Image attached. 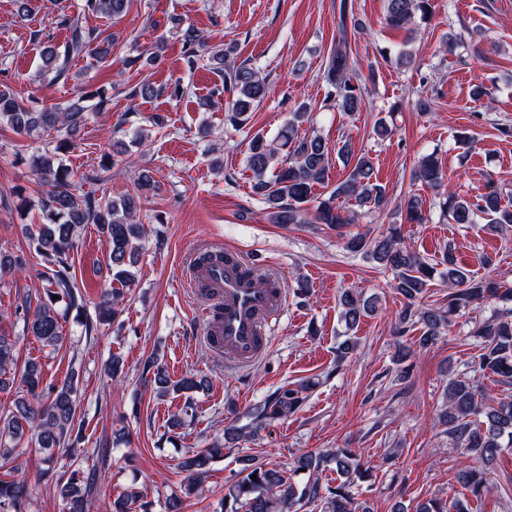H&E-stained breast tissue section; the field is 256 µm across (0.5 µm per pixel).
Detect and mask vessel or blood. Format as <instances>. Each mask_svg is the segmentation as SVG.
<instances>
[{
	"mask_svg": "<svg viewBox=\"0 0 512 512\" xmlns=\"http://www.w3.org/2000/svg\"><path fill=\"white\" fill-rule=\"evenodd\" d=\"M249 267L240 254L209 247L195 252L189 271L190 286L204 303L200 339L237 368L251 365L268 348L271 324L287 302L281 277L259 281Z\"/></svg>",
	"mask_w": 512,
	"mask_h": 512,
	"instance_id": "vessel-or-blood-1",
	"label": "vessel or blood"
}]
</instances>
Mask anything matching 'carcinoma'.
I'll return each mask as SVG.
<instances>
[{
  "instance_id": "obj_1",
  "label": "carcinoma",
  "mask_w": 512,
  "mask_h": 512,
  "mask_svg": "<svg viewBox=\"0 0 512 512\" xmlns=\"http://www.w3.org/2000/svg\"><path fill=\"white\" fill-rule=\"evenodd\" d=\"M127 0H83L82 10L89 14L120 17ZM387 21L402 28L415 18L425 21L432 15L431 0H387ZM59 24L68 31L63 50L48 47L43 54L39 75L55 81L68 72L69 61L81 55H90L99 63L106 62L112 53L114 37L106 36L96 28L88 27L80 16L63 14ZM184 53L187 64L193 65L200 52L208 54L210 62L224 71L225 120L240 125L247 113L266 96L267 77L260 69L245 63H236L234 48H207L195 30L185 33ZM323 78L331 88L330 103L336 110L353 115L366 107L362 87L357 80V62L342 35L330 51ZM96 103H91L94 98ZM105 100L100 93L84 95L63 109H47L36 99L24 100L6 84L0 85V123L7 124L19 135L34 137L40 133L63 129L64 138L54 149H45L39 159L42 182L49 187L40 200L42 222L31 234L35 251L48 263L44 272L45 299L31 307L23 300V320L26 332L54 349L64 344L59 300L67 299V308L84 310L85 296L80 293L72 273L71 252L76 247L78 233L86 224H95L109 246L108 260L113 276L121 284L136 278L144 225L138 222L142 200L152 187V176L147 171H135V193L116 201L80 193L75 188V173L63 167L58 150L69 148L73 139L87 123L90 111H103ZM310 111L300 104L288 113V122L272 140L257 134L249 145L247 166L253 172L252 192L267 205L273 224H328L342 228L358 223V212L345 209L340 201H353L361 209L381 212L389 204L386 186L377 178L373 159L367 153H356L351 143H338L336 157L346 170L344 178L332 179V159L328 147L318 135H299L303 124L309 122ZM411 180L436 191L440 215L450 224H486L497 232L512 228V205L503 202L502 190L488 183L486 191L478 196L464 197L446 184V174L436 154L422 156L412 171ZM326 187L329 194L309 211L313 190ZM401 208L410 224L429 220L420 196L404 198ZM345 248L355 255H363L392 274L391 287L407 300L396 325V334L405 336L420 331L415 344L425 348L450 327L452 316L461 309L478 302L510 301L512 289H501L491 276L477 277L457 263L448 252L435 260L421 255L404 245L398 227L373 239L366 232L347 235ZM27 259L21 255L0 251V274L21 272ZM448 282V306L445 309L419 308L417 300L434 277ZM121 294L104 292L94 304L96 322L86 323V332L102 329L116 318V305ZM378 298H363L349 290L340 295V319L347 330L356 328L363 318L377 309ZM471 335L480 340V353L475 359L477 371L500 378V383L512 386V308L498 309L489 318L473 322ZM16 364L14 342L0 336V388L18 382L10 407L0 412V463L8 468L7 477L0 478V512H23L28 497L25 475L11 466L16 448L25 436L34 439L40 448L57 451L69 460L70 476L60 486L59 496L65 512H90L95 497L98 475L95 467L84 464L78 457V446L83 440V423L79 408L81 392L76 375H70L60 384L44 383L40 365H25L20 380L7 373ZM149 383L159 393L173 391L186 397L179 413L173 415L167 433L174 436L185 425L192 409L191 394L202 388L203 379L194 374L177 381L167 370L150 357L143 364ZM312 383L302 382L294 388H285L263 404L246 413L248 422L234 424L226 429L224 437L242 439L251 437L268 425L297 413L305 402L304 393ZM447 406L439 419L447 426L448 437L462 454L474 463L458 469L457 482L474 498L479 499L490 489L489 475L498 458L512 448V394L497 397L486 392L477 381L467 377H451L446 390ZM224 456V443L215 440L203 450L180 458L178 469L184 474L180 494L169 498L168 512H180L182 498L205 493V477L210 464ZM333 463L336 473L344 477L337 486L322 484L317 474L321 467ZM308 472L304 486L299 487L293 476L300 470ZM359 455L354 448H334L318 453H303L294 457L290 466L268 468L242 459V468L234 479L224 486L225 512H300L312 505L320 512H355L351 487L354 477L361 474ZM257 476L252 480L251 476ZM110 512H149L141 490L127 489L110 506ZM416 512H468L461 502L448 503L433 498L417 506Z\"/></svg>"
}]
</instances>
